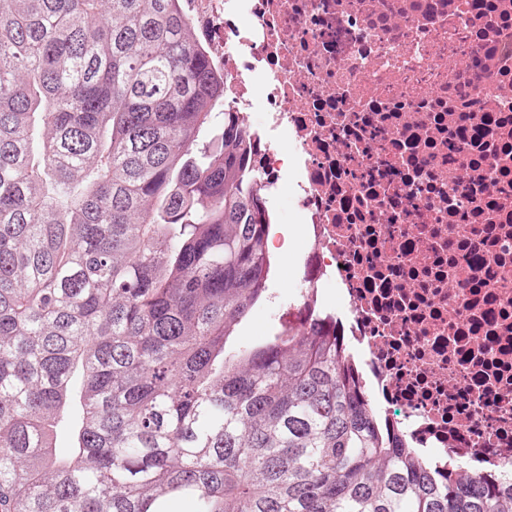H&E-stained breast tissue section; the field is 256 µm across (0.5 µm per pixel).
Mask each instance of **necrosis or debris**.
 <instances>
[{
    "label": "necrosis or debris",
    "instance_id": "1",
    "mask_svg": "<svg viewBox=\"0 0 512 512\" xmlns=\"http://www.w3.org/2000/svg\"><path fill=\"white\" fill-rule=\"evenodd\" d=\"M378 415L512 478V0H190ZM264 113L257 125L255 113Z\"/></svg>",
    "mask_w": 512,
    "mask_h": 512
}]
</instances>
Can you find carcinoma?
Wrapping results in <instances>:
<instances>
[{
	"instance_id": "carcinoma-1",
	"label": "carcinoma",
	"mask_w": 512,
	"mask_h": 512,
	"mask_svg": "<svg viewBox=\"0 0 512 512\" xmlns=\"http://www.w3.org/2000/svg\"><path fill=\"white\" fill-rule=\"evenodd\" d=\"M226 96L187 0H0V512H512L318 309L241 340L278 260Z\"/></svg>"
}]
</instances>
